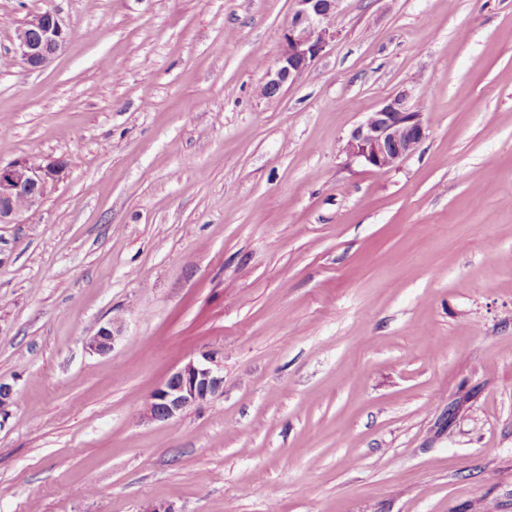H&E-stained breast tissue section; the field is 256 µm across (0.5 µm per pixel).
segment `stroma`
Returning <instances> with one entry per match:
<instances>
[{
  "instance_id": "stroma-1",
  "label": "stroma",
  "mask_w": 512,
  "mask_h": 512,
  "mask_svg": "<svg viewBox=\"0 0 512 512\" xmlns=\"http://www.w3.org/2000/svg\"><path fill=\"white\" fill-rule=\"evenodd\" d=\"M292 11L0 0V166L70 162L0 224V512H512V0H342L268 99ZM401 91L418 150L350 160ZM206 354L222 394L142 420ZM69 35L56 11L34 13L16 30L13 57L29 71L42 70L57 56ZM122 327L117 321H109L102 325L97 333L87 343V349L96 354L110 352L121 336Z\"/></svg>"
}]
</instances>
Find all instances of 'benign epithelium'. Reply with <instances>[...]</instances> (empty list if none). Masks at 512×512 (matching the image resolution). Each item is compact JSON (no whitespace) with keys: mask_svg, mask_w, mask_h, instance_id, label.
Returning a JSON list of instances; mask_svg holds the SVG:
<instances>
[{"mask_svg":"<svg viewBox=\"0 0 512 512\" xmlns=\"http://www.w3.org/2000/svg\"><path fill=\"white\" fill-rule=\"evenodd\" d=\"M293 16L282 34L279 66L268 75L260 89L265 98L275 97L287 83H294L335 39L332 19L340 0H292ZM69 31L53 10L28 16L16 30L13 57L29 71L46 67L63 48ZM426 138L420 112L401 92L386 98L382 105L350 132L345 151L348 157L373 170L399 166L413 155ZM68 164L63 159L41 162L19 159L0 167V224H14L22 211L38 213L48 188L63 179ZM24 207H19V204ZM117 321L102 325L87 343L96 354L110 352L121 336ZM224 377L219 364L210 356L189 361L173 370L151 393L143 418L150 422H168L184 411L206 403L223 389ZM14 386L0 382V417L7 416L14 401Z\"/></svg>","mask_w":512,"mask_h":512,"instance_id":"obj_1","label":"benign epithelium"}]
</instances>
